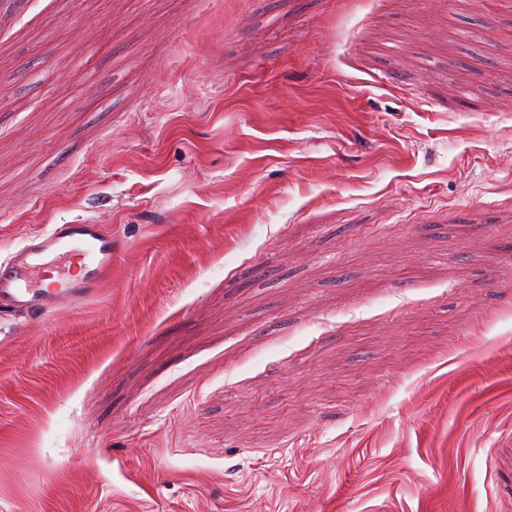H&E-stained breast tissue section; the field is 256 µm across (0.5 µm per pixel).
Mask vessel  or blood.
<instances>
[{"label":"vessel or blood","instance_id":"obj_1","mask_svg":"<svg viewBox=\"0 0 512 512\" xmlns=\"http://www.w3.org/2000/svg\"><path fill=\"white\" fill-rule=\"evenodd\" d=\"M83 260L78 275L53 277L49 256ZM112 234L101 224H54L0 258V311L42 317L96 296L112 276Z\"/></svg>","mask_w":512,"mask_h":512}]
</instances>
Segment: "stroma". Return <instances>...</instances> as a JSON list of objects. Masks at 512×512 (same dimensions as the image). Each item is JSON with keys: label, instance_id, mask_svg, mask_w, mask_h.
Instances as JSON below:
<instances>
[{"label": "stroma", "instance_id": "obj_1", "mask_svg": "<svg viewBox=\"0 0 512 512\" xmlns=\"http://www.w3.org/2000/svg\"><path fill=\"white\" fill-rule=\"evenodd\" d=\"M0 512H512V0H0ZM79 256L81 272L57 274L59 281L45 286L54 272L46 259ZM112 233L103 224H52L25 239L0 258V311L24 317H43L64 306H75L96 296L112 278ZM39 280L38 285L32 279Z\"/></svg>", "mask_w": 512, "mask_h": 512}]
</instances>
